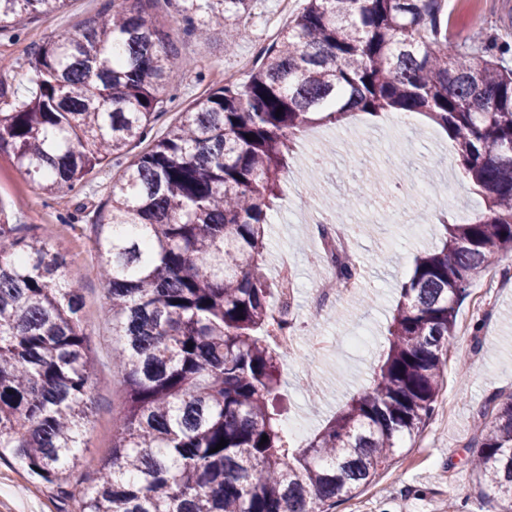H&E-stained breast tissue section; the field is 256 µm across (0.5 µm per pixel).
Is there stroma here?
<instances>
[{
    "label": "stroma",
    "mask_w": 512,
    "mask_h": 512,
    "mask_svg": "<svg viewBox=\"0 0 512 512\" xmlns=\"http://www.w3.org/2000/svg\"><path fill=\"white\" fill-rule=\"evenodd\" d=\"M259 0L249 22V34L233 50H225L224 37L214 33L200 41L187 36L176 19L173 0H157L146 16L162 27L175 48L169 78L160 95L168 101L165 113L153 124L154 134H164L180 112L194 100L222 86L233 72L247 78L249 63L304 7L305 0ZM105 0H68L59 11L40 16L19 27L15 36L0 35V89L8 97L28 94V60L44 42L74 32L84 21L100 16ZM448 39L482 40L496 35L512 43V0H445ZM333 152L326 166L312 178H290L285 195L268 216L266 273L274 275L281 258L296 270L299 336H308L313 319L306 310L315 283L307 261L312 248L309 221L325 212L331 201L351 199L341 216L357 229L356 248L362 260L356 294L338 297L335 308L319 321L321 334L336 337L335 351L309 354L305 345L284 359L282 394L286 405L284 425L301 429L296 444L320 431L353 396L360 392L376 366L385 342L387 324L398 289L412 269L415 256L439 243V215L472 217L484 208L470 181L461 173L452 140L423 115L384 113L378 120L356 115L342 123L314 126L301 134L295 146L293 170L311 166L323 146ZM363 149L374 156L397 153L405 181L385 176L367 189V169L355 157ZM432 170L423 180L422 167ZM119 169L109 165L89 173L69 191L68 206H59L13 161L0 154V207L29 233L51 229L50 245L65 259L62 273L79 290L87 326L88 348L95 360L94 390L89 419L78 452L79 464L70 481L88 486L112 446V423L124 385L119 368L109 367L112 328L100 317L106 291L100 279L90 236L76 235L73 225H89L107 197ZM409 205L424 214L420 224H396L391 215ZM492 273H483L469 289L456 317L454 345L439 392L437 411L413 441L402 444L387 467L356 496L338 503L336 512H500L491 492L477 486L470 460L478 448L474 423L488 400L512 394V288L492 285ZM0 512H78V504L55 485L31 474L16 459L0 461Z\"/></svg>",
    "instance_id": "stroma-1"
}]
</instances>
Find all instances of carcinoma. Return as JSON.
<instances>
[{
	"mask_svg": "<svg viewBox=\"0 0 512 512\" xmlns=\"http://www.w3.org/2000/svg\"><path fill=\"white\" fill-rule=\"evenodd\" d=\"M67 0H0V33ZM186 35L233 48L256 0H177ZM512 48L448 44L442 0H306L261 52L196 99L163 136L166 35L131 0L40 46L29 98L0 108V151L49 194L124 164L93 221L124 406L80 512H330L432 418L472 281L512 254ZM281 114H276L277 109ZM420 112L454 142L485 212L442 223L441 246L401 283L368 386L305 446L282 428L281 360L269 338L278 285L265 273V217L283 194L295 140L349 114ZM254 135L249 141L246 135ZM0 210V460L68 484L93 387L83 297L50 236ZM268 436L261 443L262 436ZM227 445L211 452L220 440ZM471 461L512 512V394L481 411Z\"/></svg>",
	"mask_w": 512,
	"mask_h": 512,
	"instance_id": "carcinoma-1",
	"label": "carcinoma"
}]
</instances>
